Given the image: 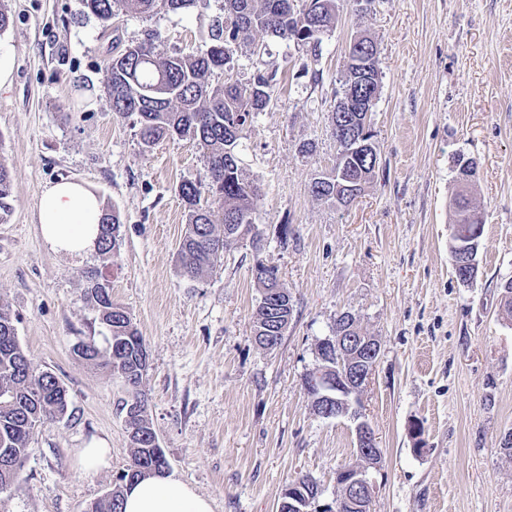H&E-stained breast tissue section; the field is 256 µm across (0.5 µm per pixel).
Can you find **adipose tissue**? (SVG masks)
Here are the masks:
<instances>
[{
    "mask_svg": "<svg viewBox=\"0 0 512 512\" xmlns=\"http://www.w3.org/2000/svg\"><path fill=\"white\" fill-rule=\"evenodd\" d=\"M101 211L89 184L68 179L49 184L38 202L41 237L54 252L83 256L96 248ZM123 512H212V505L176 474L165 473L127 487Z\"/></svg>",
    "mask_w": 512,
    "mask_h": 512,
    "instance_id": "obj_1",
    "label": "adipose tissue"
}]
</instances>
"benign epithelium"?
Segmentation results:
<instances>
[{"mask_svg": "<svg viewBox=\"0 0 512 512\" xmlns=\"http://www.w3.org/2000/svg\"><path fill=\"white\" fill-rule=\"evenodd\" d=\"M377 55L368 53L353 61L358 76L365 84L371 81ZM352 112V123L369 124L372 107L357 104L346 94L337 102L336 124H341L342 113ZM357 155L373 160L376 150L363 137L348 141L345 156ZM350 327L336 330V336L323 340L319 345L318 364L306 378L314 413L322 418H349L354 422L358 462L338 470L336 483L341 495L335 506L315 507V499L305 493L300 483L288 484V510L290 512H339L345 506L352 512H370L373 484L370 470L378 467L381 452L372 426L361 419V395L367 387L377 363L380 344L374 336L356 328V321L346 315Z\"/></svg>", "mask_w": 512, "mask_h": 512, "instance_id": "benign-epithelium-1", "label": "benign epithelium"}]
</instances>
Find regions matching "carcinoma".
Instances as JSON below:
<instances>
[{
	"instance_id": "obj_1",
	"label": "carcinoma",
	"mask_w": 512,
	"mask_h": 512,
	"mask_svg": "<svg viewBox=\"0 0 512 512\" xmlns=\"http://www.w3.org/2000/svg\"><path fill=\"white\" fill-rule=\"evenodd\" d=\"M204 0H85L86 8L104 24L111 25L120 10L139 14L178 11L197 7ZM308 17L298 24L297 17ZM336 21V0H224V16L213 20L209 45L196 55L156 52L158 34L144 38L112 57L107 72V89L112 111L134 115L142 145L149 147L171 137L193 140L207 163L204 183L185 181L179 195L187 207V230L180 243L178 258L182 273L189 278L202 276L213 268L227 244L216 232L217 225L250 224L260 195L257 182L246 179L238 164V141L224 139L228 125L245 130L256 114L265 111L272 100L277 71L257 70L243 84L233 78L236 55L241 48L269 53L267 45L256 42L263 33L292 43L313 56L319 55L323 37ZM224 72L221 85H212L210 76ZM12 172L0 162V213L10 210ZM312 193L327 202L336 201V180L315 178ZM213 198L216 207L201 204L202 196ZM455 224L451 255L468 250L465 226L478 224L469 198V187H459L454 198ZM121 220L110 206L102 208L99 224V253L110 255L119 247ZM255 278L264 290L281 286L278 269L258 262ZM84 300L97 313L107 336L106 349L93 340L83 341L75 353L83 360L110 371L122 380L134 378L140 386L145 368L140 364L143 337L124 307L112 300L111 282L99 271L85 275ZM279 319L265 302H260L253 319L259 335H274ZM139 420L142 437L131 442V460L120 476L122 484L112 496L95 504V512H122L123 491L130 471L137 465L168 463L158 456L152 444L154 428L147 414L146 394ZM68 410L64 386L49 372L35 368L20 346L10 314L0 310V485L19 486V474L28 454L34 432L63 417Z\"/></svg>"
}]
</instances>
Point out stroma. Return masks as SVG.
Here are the masks:
<instances>
[{
	"mask_svg": "<svg viewBox=\"0 0 512 512\" xmlns=\"http://www.w3.org/2000/svg\"><path fill=\"white\" fill-rule=\"evenodd\" d=\"M11 16L0 51L14 59L0 86V161L12 169L11 210L0 218V307L39 370L68 391L67 414L32 436L23 485L6 512H85L111 491L130 459L123 381L74 353L105 346L82 295L98 269L149 352L142 390L176 472L213 512H278L286 486L310 475L318 503L334 504L338 469L355 463L353 424L312 410L305 376L317 345L351 313L381 349L362 394L382 451L372 512H512V0H374L341 5L319 56L270 41L238 53L233 76L279 69L270 107L237 147L261 196L251 237L231 243L201 277L183 275L186 231L178 187L205 179L189 139L141 145L135 118L112 110V56L150 30L172 54L206 50L224 0L104 26L83 0H0ZM377 44L382 78L371 116L378 165L349 208L314 197L336 158L331 113L351 38ZM475 164L472 204L483 224L478 272L461 283L450 256L458 161ZM82 180L121 217L112 257L51 251L37 224L44 188ZM277 266L293 301L281 345L257 346L262 289L256 262ZM424 427L421 439L411 423ZM96 442L107 466L83 472ZM423 451H416V444Z\"/></svg>",
	"mask_w": 512,
	"mask_h": 512,
	"instance_id": "1",
	"label": "stroma"
}]
</instances>
